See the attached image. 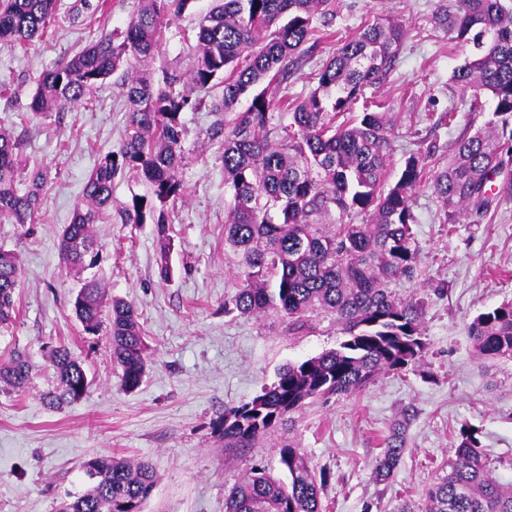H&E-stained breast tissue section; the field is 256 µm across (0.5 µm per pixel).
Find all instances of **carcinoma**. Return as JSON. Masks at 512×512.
I'll return each mask as SVG.
<instances>
[{
	"label": "carcinoma",
	"mask_w": 512,
	"mask_h": 512,
	"mask_svg": "<svg viewBox=\"0 0 512 512\" xmlns=\"http://www.w3.org/2000/svg\"><path fill=\"white\" fill-rule=\"evenodd\" d=\"M192 0H138L122 39L103 34L39 78L30 109L61 112L85 102L99 83L122 71L126 122L118 151L102 156L87 177L83 200L60 234L65 267L80 275L99 258L93 225L112 209V181L121 174L141 184L121 211L127 224L155 225L159 276L172 277L168 207L187 197L181 176L183 114L198 96L222 88L212 103L209 139L219 144L224 182L231 193L224 245L241 255L235 293L224 313L253 316L273 311L288 334L316 329L314 317L333 318L343 339L337 347L281 369L276 380L247 402L224 411L226 448H253L273 435L308 402L365 388L381 373L415 366L428 343L418 304L395 297L391 282L412 279L419 264L413 231V194L431 180L448 224L483 221L495 200L512 197V0H454L433 16L448 44L469 43L474 58L453 72L471 89L469 112L483 110L481 92L491 93L496 120L459 138L448 164L433 172L435 147L410 154L390 184V104L368 89L389 83L406 39L403 23L377 17L354 33L333 29L334 0H215L195 33L193 63L185 76L151 78L170 21ZM66 20L59 0H0V48L26 52L50 28ZM327 42L337 48L308 73L317 86L302 100L284 94L288 81ZM249 98L247 108L237 106ZM279 98L280 115L270 112ZM21 143L0 129V220L43 221L47 173L22 167ZM366 216L361 223L350 218ZM22 276L16 252L0 248V327L19 316L14 294ZM72 310L83 332L105 331L122 386L137 388L147 368L149 345L136 306L108 297L94 276L83 279ZM476 354L512 359V303L480 313L469 325ZM56 386L44 394L59 409L83 398L89 380L83 360L67 344L48 352ZM32 366L15 350L0 364V383L27 386ZM404 429L393 428L374 465L386 482L404 453ZM283 476L255 466L231 489L224 512H323L321 492L329 473L316 471L308 456L284 441ZM89 487L68 496L59 512H143L156 485L146 461L116 457L88 460ZM398 512H512V488L490 468L479 432L460 425L448 474L426 493L418 510Z\"/></svg>",
	"instance_id": "1"
}]
</instances>
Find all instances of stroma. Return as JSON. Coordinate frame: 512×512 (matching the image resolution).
<instances>
[{"label": "stroma", "instance_id": "stroma-1", "mask_svg": "<svg viewBox=\"0 0 512 512\" xmlns=\"http://www.w3.org/2000/svg\"><path fill=\"white\" fill-rule=\"evenodd\" d=\"M452 0H336L337 31L355 29L375 16L402 21L408 35L400 63L381 96L394 118L390 177L406 156L436 145L450 156L468 128L487 126L494 103L469 115V93L452 74L473 54L469 44H448L431 17ZM105 16L80 9L53 37L27 53L0 49V128L22 143L24 160L49 178L39 224L0 222V248L17 252L22 279L19 319L0 330V359L26 350L34 365L28 389L0 386V512H58L67 494L86 489L83 464L95 457L123 456L149 462L157 484L144 512H224L230 487L256 464L278 469V449L288 439L316 469L329 471L321 497L326 512H393L400 499L422 501L453 456V432L469 423L482 432L495 473L512 480V361L480 359L468 335L481 312L512 302V198L501 199L489 220L448 227L430 185L413 196L420 275L398 280L396 297L422 308L429 350L419 366L389 372L363 390L311 402L255 448L225 447L215 427L226 408L252 399L283 365L336 347L341 336L331 317L318 316L315 332L292 336L280 315L241 316L224 311L236 287L238 259L224 248V167L209 139L210 100L185 112L182 175L191 188L186 201L169 208L174 269L158 275L152 224L120 217L138 186L119 176L112 184L113 217L94 225L103 247L96 270L109 295L135 303L150 347L140 386H121L105 335H85L71 302L78 286L60 258V238L83 198L84 182L100 154L118 150L125 125V99L117 77L92 90L86 104L49 116L29 109L36 80L103 33L123 31L137 0H108ZM214 0H193L172 21L153 62L155 73L185 72L191 65L193 31ZM457 107L452 126L432 128L425 113ZM71 345L83 359L90 385L84 397L59 409L43 395L54 385L48 351ZM405 424V452L390 481L372 470L384 439Z\"/></svg>", "mask_w": 512, "mask_h": 512}]
</instances>
